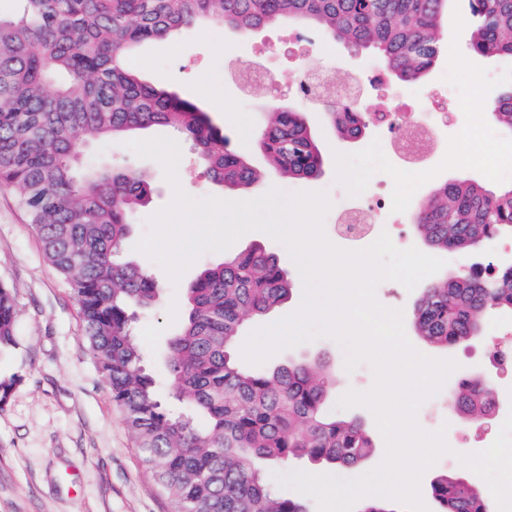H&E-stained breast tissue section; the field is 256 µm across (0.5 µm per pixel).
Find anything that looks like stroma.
<instances>
[{
  "mask_svg": "<svg viewBox=\"0 0 512 512\" xmlns=\"http://www.w3.org/2000/svg\"><path fill=\"white\" fill-rule=\"evenodd\" d=\"M467 16V0H452L444 19L446 35L440 57L422 83L428 91H437L442 71L453 60L463 61L470 73L463 88L465 100L441 126L438 151L426 172L395 167L375 129H368L352 144L330 131L324 106H300L283 88L254 86L245 90L237 84L233 67L254 60L256 52L297 33L295 25L283 23L250 33L192 29L144 44L134 56L143 76L196 103L227 138L230 149L254 165H264L263 154L250 140L252 130L263 123L272 107L300 108L320 139L324 167L313 180L273 176L248 191H235L212 182L199 167L193 145L184 140L177 168L179 184L174 187L159 162L136 156L124 140L87 137L82 146L84 163L138 167L154 177L153 199L138 213L126 243L127 253H134L149 229V218L172 201L178 187L197 198L245 201L277 187L287 192H323L332 201L352 177L367 189L377 182H391L411 201L413 209L405 217L409 224L414 221L415 209L439 183L475 180L493 190L512 187V175H501L487 163L488 153L512 154V131L500 126L488 107L489 101L512 86V60L472 56L467 46ZM465 127L486 132L487 137L471 142L469 152L449 162L448 150L458 143V133ZM253 244L277 255L292 281V296L279 313L247 321L242 330L246 336L296 310L303 298L301 276L286 248L259 230L239 238L234 247L240 250ZM223 258L220 252L201 254L176 282L160 264L148 257L143 260L164 290L154 308L139 312L135 336L145 349L144 367L156 378L163 400H170L173 392L166 356L185 314L184 290L203 266ZM1 281L13 288L17 315L16 345L0 350V374L19 375L21 382L0 409V512H173L170 499L142 463L125 415L113 403L109 385L82 341L84 324L70 284L46 261L34 225L29 223L15 190L4 182H0ZM487 342L483 335L442 349L413 340V347L421 354L456 363L439 398L417 411L416 421L423 431L444 430L446 443H453L460 418L452 396L464 379L482 372L477 353ZM292 355L318 356L327 361L333 398L352 389L369 390L374 384L371 363L364 360L354 370H346L345 354L332 338L321 337L281 351L265 365L276 366ZM483 454V449L465 448L452 459L443 455L428 472L456 473L485 490L495 474L492 466H474V458Z\"/></svg>",
  "mask_w": 512,
  "mask_h": 512,
  "instance_id": "stroma-1",
  "label": "stroma"
}]
</instances>
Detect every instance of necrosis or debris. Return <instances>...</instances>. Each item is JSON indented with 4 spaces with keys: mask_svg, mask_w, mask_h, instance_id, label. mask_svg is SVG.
<instances>
[{
    "mask_svg": "<svg viewBox=\"0 0 512 512\" xmlns=\"http://www.w3.org/2000/svg\"><path fill=\"white\" fill-rule=\"evenodd\" d=\"M327 61L304 64L288 80V90L300 101L323 100L339 111H365L368 122L381 134L390 154L402 164L421 167L437 149L436 132L448 107L413 93L384 95L373 108H366L367 88L377 86L374 75L351 77L332 83ZM409 203L394 188L377 187L370 193L337 196L333 228L338 240L359 246L372 245L380 232H387L393 244L408 248L412 225L403 223ZM481 360L501 382V397L507 405L494 427L470 423L456 431L459 446L489 443L495 448L498 484L512 482V316L500 318L492 328V340L483 349Z\"/></svg>",
    "mask_w": 512,
    "mask_h": 512,
    "instance_id": "4bbe7bcc",
    "label": "necrosis or debris"
}]
</instances>
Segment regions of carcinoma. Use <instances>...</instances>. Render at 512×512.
I'll list each match as a JSON object with an SVG mask.
<instances>
[{
	"label": "carcinoma",
	"mask_w": 512,
	"mask_h": 512,
	"mask_svg": "<svg viewBox=\"0 0 512 512\" xmlns=\"http://www.w3.org/2000/svg\"><path fill=\"white\" fill-rule=\"evenodd\" d=\"M0 11V181L17 192L46 259L71 285L84 340L126 415L143 463L175 512H310L278 490L266 468L364 465L376 452L358 417L328 412L332 377L321 358L290 359L244 370L235 344L244 322L285 305L292 282L265 247L230 252L202 268L185 291L186 312L169 346L174 413L142 365L134 338L139 309L162 293L150 271L125 253L138 210L150 202L152 176L128 166H81L83 135L120 139L161 125L198 150L205 173L232 190L263 178L227 147L207 113L175 91L146 82L130 57L141 45L199 27L253 31L288 21L365 48L396 79L427 77L442 49L452 0H15ZM473 55L512 59V0H468ZM512 130V87L491 103ZM340 135L365 127L360 112L328 113ZM268 167L289 180L322 172L323 155L303 113L277 107L256 132ZM415 231L436 251L479 253L491 236L512 237V187L442 183L421 206ZM512 312V266L493 280L461 274L423 289L414 305V334L446 348L482 335L486 318ZM12 289L0 283V349L16 345ZM18 375L0 376V409ZM455 408L466 422L495 405L493 381L461 383ZM437 512H494L490 495L466 479L438 474L430 483Z\"/></svg>",
	"instance_id": "1"
}]
</instances>
